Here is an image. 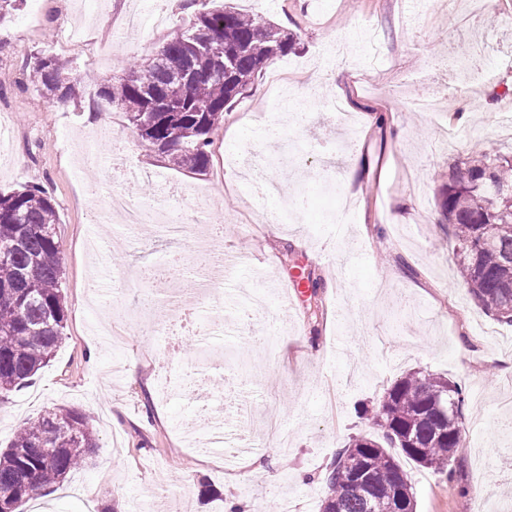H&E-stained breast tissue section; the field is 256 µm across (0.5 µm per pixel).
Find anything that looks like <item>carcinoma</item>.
<instances>
[{
	"mask_svg": "<svg viewBox=\"0 0 512 512\" xmlns=\"http://www.w3.org/2000/svg\"><path fill=\"white\" fill-rule=\"evenodd\" d=\"M298 35L230 5L200 11L166 40L149 63L133 60L118 84L99 93L125 112L141 142L175 167L201 172L211 161L224 112L247 96L276 58L296 49ZM220 43L222 59L210 46ZM41 91L59 101L78 93L79 79L54 54L35 57ZM512 187V160L471 149L455 164L440 192V211L451 226L453 255L478 307L512 325V214L499 188ZM52 199L38 186L0 193V400L26 386L55 355L66 306ZM463 389L448 378L414 371L397 379L369 420L381 438L363 435L343 449L326 474L322 512H415L408 475L385 448L445 479L452 478L461 447ZM99 448L85 417L74 409L49 410L23 423L0 450V512L81 468ZM367 473L373 485L359 488Z\"/></svg>",
	"mask_w": 512,
	"mask_h": 512,
	"instance_id": "cac0c4a2",
	"label": "carcinoma"
}]
</instances>
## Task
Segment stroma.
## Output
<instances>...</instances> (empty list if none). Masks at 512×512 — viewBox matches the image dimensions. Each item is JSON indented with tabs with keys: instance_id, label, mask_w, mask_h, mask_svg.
<instances>
[{
	"instance_id": "35a3bbf8",
	"label": "stroma",
	"mask_w": 512,
	"mask_h": 512,
	"mask_svg": "<svg viewBox=\"0 0 512 512\" xmlns=\"http://www.w3.org/2000/svg\"><path fill=\"white\" fill-rule=\"evenodd\" d=\"M300 35L285 91L305 105L293 127L269 76L226 112L207 170L176 168L137 137L124 112L81 86L56 102L30 84L26 64L43 51L69 62L74 77L120 82L132 58L152 57L195 13L223 2ZM150 0H27L0 24V60H11L0 91V125L32 126L0 153V192L39 184L56 204L67 321L51 363L0 402V448L45 411L85 414L99 448L63 482L38 492L23 512H320L324 475L353 438L369 434L364 408L405 373L447 376L464 391L455 479L404 461L416 512H512V362L497 341L512 326L479 309L460 281L439 190L473 143L511 151L492 126L512 111V0H189L166 22L112 42L106 23L151 10ZM473 42L477 70L456 64ZM441 102L440 118L414 100ZM340 103L345 126L327 112ZM128 166L146 176L155 203L162 180L192 187L226 180L198 212L192 196L165 203L184 217L179 238L145 224L133 234L107 214L101 171L81 167L82 136L99 115ZM359 166V178L345 175ZM274 179L281 191L259 194ZM224 254L219 302L157 289L145 300L128 280L181 256ZM310 285L289 297L298 273ZM201 315L198 335L173 353L157 325L185 308ZM122 324L118 346L92 329Z\"/></svg>"
}]
</instances>
